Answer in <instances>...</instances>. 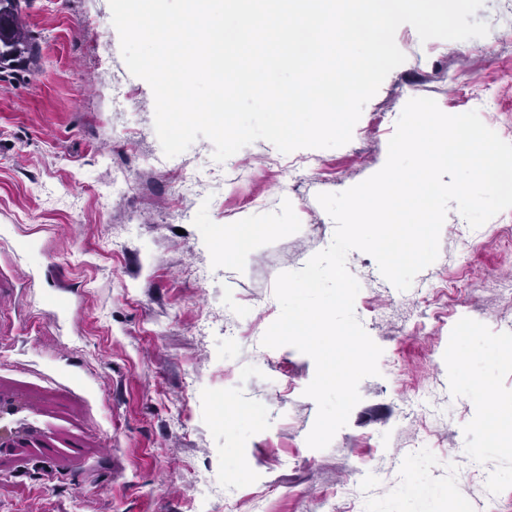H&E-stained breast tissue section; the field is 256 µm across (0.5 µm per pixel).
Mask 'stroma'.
I'll use <instances>...</instances> for the list:
<instances>
[{
    "label": "stroma",
    "instance_id": "obj_1",
    "mask_svg": "<svg viewBox=\"0 0 512 512\" xmlns=\"http://www.w3.org/2000/svg\"><path fill=\"white\" fill-rule=\"evenodd\" d=\"M511 14L485 0L476 18L489 32L466 41L423 42L401 25L406 60L347 144H249L185 222L179 171L213 168L212 142L141 171L162 152L154 96L126 67L108 0H24L37 63L0 70V396L22 403L41 445L0 459V512H363L357 484L372 512H512V438L488 444L478 421L512 406V361L497 356L512 344V297L496 286L512 279V209L465 241L449 207L437 260L406 291L349 253L355 315L383 354L326 449L306 443L313 360L261 344L280 313L277 276L333 239L318 194L384 166L408 100L478 111L512 143ZM116 161L143 194L113 195ZM239 224L263 232L223 260ZM423 392L447 418L415 413ZM218 394L235 414L214 407Z\"/></svg>",
    "mask_w": 512,
    "mask_h": 512
}]
</instances>
